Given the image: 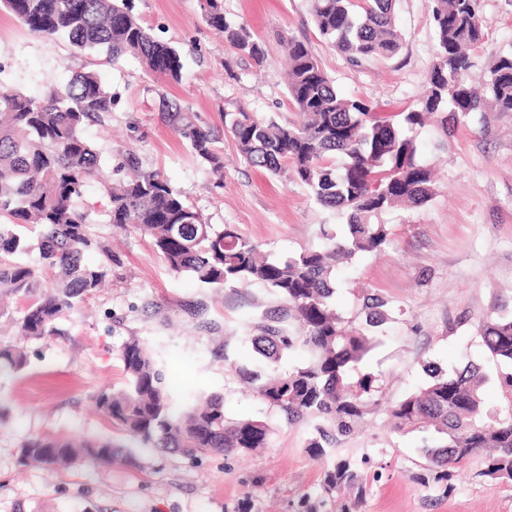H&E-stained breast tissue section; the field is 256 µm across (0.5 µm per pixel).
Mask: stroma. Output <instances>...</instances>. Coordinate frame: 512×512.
<instances>
[{"mask_svg": "<svg viewBox=\"0 0 512 512\" xmlns=\"http://www.w3.org/2000/svg\"><path fill=\"white\" fill-rule=\"evenodd\" d=\"M130 3L156 38L179 50L181 82L148 75L132 57L113 64L75 52L67 39L33 35L0 11L1 81L40 97L50 81L93 70L113 97L111 120L85 128L102 166L83 197L94 208L97 234L112 247V273L98 293L58 321V335L29 343L22 372L0 376V397L13 408L0 427V512H235L245 499L252 512H293L318 487L325 464L305 450L309 427L280 420L235 372L253 357L243 340L245 323L270 306L271 297L256 285L216 293L172 273L149 237L107 223L102 184L119 179V166L133 156L142 169L160 171L210 223L236 225L272 255L317 244L319 225L341 223L340 215L316 204L299 182L240 160L229 137L222 145L224 178L216 180L168 123L162 101H179L196 122L217 130L240 104L292 122L297 114L288 101L282 45L292 37L307 44L342 95L394 118L416 104L435 61L431 2L395 0L398 54L355 65L319 34L310 0H223L226 17L246 25L263 45L259 66L232 52L223 34L203 21L200 0ZM479 15L485 38L472 59L476 78L494 58L512 52V0H479ZM417 143L419 161L435 170L431 200L383 213L391 238L385 252L336 269V306L344 316L355 314L357 296L367 290L389 301L393 319L363 366L381 375L382 404L329 454L351 460L363 477L360 512H512V484L477 478L472 464L455 472L450 493L436 483L421 486L422 449L432 435L394 433L384 409L426 382L430 362L448 373L470 361L481 365L487 407L502 405L501 381L512 367L488 357L478 325L498 301L512 303V113H469L450 138L432 121ZM196 300L207 305V326L185 312ZM131 336L153 349L176 399L200 392L222 397L226 417L270 424L267 447L195 460L136 448L112 466L86 460L53 474L19 471V446L38 435L124 441L93 411L91 396L105 384L125 386L118 350Z\"/></svg>", "mask_w": 512, "mask_h": 512, "instance_id": "obj_1", "label": "stroma"}]
</instances>
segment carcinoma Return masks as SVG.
Returning a JSON list of instances; mask_svg holds the SVG:
<instances>
[{
	"label": "carcinoma",
	"instance_id": "obj_1",
	"mask_svg": "<svg viewBox=\"0 0 512 512\" xmlns=\"http://www.w3.org/2000/svg\"><path fill=\"white\" fill-rule=\"evenodd\" d=\"M321 36L351 61L389 59L401 47L393 0H311ZM30 32L65 37L78 52L105 55L117 63L141 60L147 73L179 81L178 50L157 39L131 13L127 0H0ZM436 61L420 103L392 122L373 115L364 100L336 91L308 46L288 38V98L298 119L281 124L244 106L224 113V130L245 163L273 175L285 173L303 184L320 206L345 218L321 224L319 244L275 257L239 233L233 224L206 223L158 171L127 160L128 174L105 186L108 223L130 225L149 237L167 267L203 288L221 291L259 285L280 308L247 323L245 340L257 358L236 373L268 407L290 424L314 422L306 452L325 461L336 435L360 427L378 406L379 378L353 371L380 342L373 328L390 319L389 302L379 294L362 295L366 326L355 325L336 309V264L381 253L389 244L382 212L401 205L419 206L434 193L429 168L417 160L416 130L432 115L448 127V117L470 112L512 113V53L494 60L483 82H468L472 52L484 38L478 0H432ZM202 19L224 33L225 43L260 65L265 53L250 30L224 15L223 0H203ZM112 93L98 75L78 72L65 84H52L32 97L0 81V294L24 299L18 317L9 318L17 335L39 341L56 335V323L74 311L112 273V251L93 228L89 210L78 206L87 183L97 177L100 153L84 136L90 123L112 117ZM173 129L187 140L193 155L223 177L219 131L196 124L175 102L162 101ZM101 252L106 261L84 256ZM37 252L40 266L17 257ZM495 305L479 325L490 356L512 364V314ZM299 361L278 371L285 356ZM127 386L100 388L96 410L123 430L132 443L161 448L196 459L226 450L264 448L268 423L229 421L221 398L203 394L178 405L167 391L148 345L131 336L120 347ZM26 348L0 343V371L27 367ZM485 375L469 364L451 374L438 370L422 388L388 409L393 430L408 434L433 429L441 446L424 448L434 480L453 490L452 469L478 460L476 475L512 481V374L504 376L505 412L484 408ZM98 450L95 461L110 464L119 455L111 438L73 439L44 435L23 443L19 466L68 468ZM354 492L342 512H357L366 494L362 478L348 459L325 467L321 483L298 512L319 506L341 489Z\"/></svg>",
	"mask_w": 512,
	"mask_h": 512
}]
</instances>
